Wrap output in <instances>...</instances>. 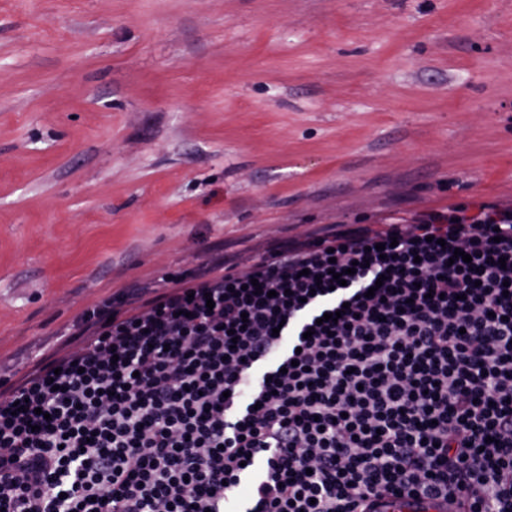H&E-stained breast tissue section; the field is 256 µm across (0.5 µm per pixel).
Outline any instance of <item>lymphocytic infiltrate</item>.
I'll list each match as a JSON object with an SVG mask.
<instances>
[{
    "label": "lymphocytic infiltrate",
    "instance_id": "obj_1",
    "mask_svg": "<svg viewBox=\"0 0 512 512\" xmlns=\"http://www.w3.org/2000/svg\"><path fill=\"white\" fill-rule=\"evenodd\" d=\"M164 280L0 379V512H366L382 494L512 512V207Z\"/></svg>",
    "mask_w": 512,
    "mask_h": 512
}]
</instances>
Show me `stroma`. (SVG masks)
Masks as SVG:
<instances>
[{
    "label": "stroma",
    "mask_w": 512,
    "mask_h": 512,
    "mask_svg": "<svg viewBox=\"0 0 512 512\" xmlns=\"http://www.w3.org/2000/svg\"><path fill=\"white\" fill-rule=\"evenodd\" d=\"M512 204V0H0V377L216 256Z\"/></svg>",
    "instance_id": "35a3bbf8"
}]
</instances>
